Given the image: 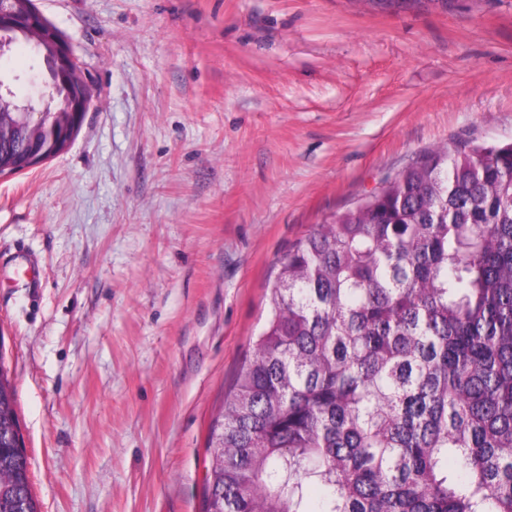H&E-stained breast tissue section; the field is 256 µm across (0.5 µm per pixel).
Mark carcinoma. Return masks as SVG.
Here are the masks:
<instances>
[{
  "label": "carcinoma",
  "mask_w": 512,
  "mask_h": 512,
  "mask_svg": "<svg viewBox=\"0 0 512 512\" xmlns=\"http://www.w3.org/2000/svg\"><path fill=\"white\" fill-rule=\"evenodd\" d=\"M44 136L0 82V174ZM277 265L204 512H512V141L425 153ZM0 512H40L1 354Z\"/></svg>",
  "instance_id": "carcinoma-1"
}]
</instances>
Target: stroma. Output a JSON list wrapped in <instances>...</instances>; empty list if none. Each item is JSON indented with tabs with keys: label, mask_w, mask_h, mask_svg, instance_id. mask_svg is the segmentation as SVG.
Wrapping results in <instances>:
<instances>
[{
	"label": "stroma",
	"mask_w": 512,
	"mask_h": 512,
	"mask_svg": "<svg viewBox=\"0 0 512 512\" xmlns=\"http://www.w3.org/2000/svg\"><path fill=\"white\" fill-rule=\"evenodd\" d=\"M93 100L0 175V360L40 512H203L277 260L419 155L512 140V0H34ZM0 79L39 99L16 39Z\"/></svg>",
	"instance_id": "35a3bbf8"
}]
</instances>
